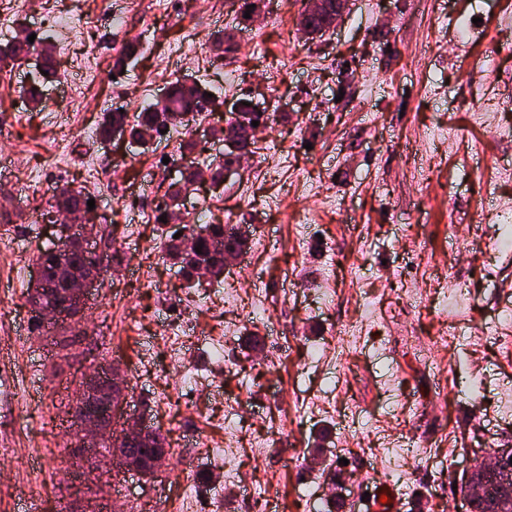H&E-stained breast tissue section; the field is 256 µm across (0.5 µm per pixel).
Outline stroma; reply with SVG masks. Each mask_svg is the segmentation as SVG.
Listing matches in <instances>:
<instances>
[{
    "instance_id": "obj_1",
    "label": "stroma",
    "mask_w": 512,
    "mask_h": 512,
    "mask_svg": "<svg viewBox=\"0 0 512 512\" xmlns=\"http://www.w3.org/2000/svg\"><path fill=\"white\" fill-rule=\"evenodd\" d=\"M304 0H0V44L49 36L57 78L39 107L23 96L39 62L0 61V512H84L68 405L94 359L125 370L126 412L159 426L168 460L112 480L124 512H249L225 471L268 489L273 512H364L375 482L408 512H469L455 482L474 449L512 442V0H349L324 33L298 30ZM69 13L73 32L54 18ZM235 36L218 54L214 38ZM128 65L96 96L74 93L75 63ZM178 79L219 96L176 142L83 140L114 102H157ZM267 118L241 167L197 185L179 211L246 224L247 269L188 288L155 221L180 174L218 163L225 107ZM482 113L483 123L472 120ZM65 157L59 186L32 179ZM177 164L162 167L163 157ZM96 159L106 188L88 184ZM324 189L321 203L308 194ZM94 199L116 253L88 322L39 332L27 301L38 217L60 186ZM180 222V223H181ZM304 225L297 235L296 225ZM262 301L266 318L250 311ZM181 327L197 383L185 390L166 337ZM357 335L355 346L343 339ZM234 429V457L220 446ZM265 444L256 455V444ZM411 461L387 464L388 444ZM346 464H338V456Z\"/></svg>"
}]
</instances>
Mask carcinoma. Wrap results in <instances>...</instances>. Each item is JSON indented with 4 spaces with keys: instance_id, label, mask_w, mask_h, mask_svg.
<instances>
[{
    "instance_id": "carcinoma-1",
    "label": "carcinoma",
    "mask_w": 512,
    "mask_h": 512,
    "mask_svg": "<svg viewBox=\"0 0 512 512\" xmlns=\"http://www.w3.org/2000/svg\"><path fill=\"white\" fill-rule=\"evenodd\" d=\"M325 3L326 6L322 12L309 17H301L299 26L304 34L312 36L328 29L329 19L336 12V0H325ZM28 37V31L22 30L10 42L0 45V59L19 61L25 58L33 48ZM43 56L45 59L43 70L48 72V75L39 73L31 81L29 102L33 104L39 102L38 86L55 78L56 75V69L52 64L51 47L44 48ZM213 104H215V99L204 95V90L197 84H188L180 80L172 84L165 99L142 108L135 114L132 121L129 120L126 112L110 113L102 127V133L108 135L113 129L128 125L131 139L140 143L142 142L141 130L148 129L158 133L175 126H183L187 122L188 115H196L205 106ZM196 178L197 173L193 172L169 185L165 193L164 208L160 209V215L168 216L169 211L179 205L182 195ZM87 202L88 198L82 193L65 189L56 198L54 208L61 212L74 213L87 205ZM205 228L207 235L197 238L194 248L187 249L183 246V240L187 238L185 234L177 238L171 236L165 242L166 256L180 264L185 280L192 285L195 284V275L198 274L200 263H205L209 275L218 279L224 275V252L239 253L248 242L247 235L236 231L238 228L236 224H207ZM198 247L201 248L199 253L196 252ZM62 256L77 271L88 261L83 253L82 244L77 239L71 241L69 251L62 253ZM56 260L57 255L51 253L50 250L39 251L36 261L42 267L43 275L39 282L30 285L27 291L29 303L54 301L64 304L67 302L64 286L55 278ZM135 447H137V451L132 455L133 463L136 470L142 473L146 468V459L163 452L167 447V438L161 430L154 429L145 440L135 444ZM470 509L471 512H512V495L500 493L493 488L488 495L472 500Z\"/></svg>"
}]
</instances>
